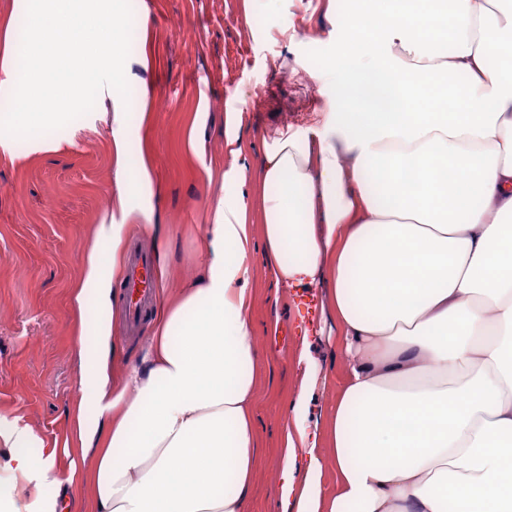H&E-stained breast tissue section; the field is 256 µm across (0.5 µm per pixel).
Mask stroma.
Segmentation results:
<instances>
[{
  "instance_id": "obj_1",
  "label": "stroma",
  "mask_w": 512,
  "mask_h": 512,
  "mask_svg": "<svg viewBox=\"0 0 512 512\" xmlns=\"http://www.w3.org/2000/svg\"><path fill=\"white\" fill-rule=\"evenodd\" d=\"M134 27L128 83L137 99L129 110L128 165H146L150 183L130 198L131 213L112 204L111 99L98 111L55 131L57 151L17 139L0 155V420L30 428L57 450L55 483L41 489L16 481L13 499L24 507L34 495L54 502L66 494L81 512L87 494L69 481L61 450L70 417L83 395L78 364V315L71 304L81 259L101 224L123 227V254L161 257L158 299L177 294L203 261L201 242L210 222L208 198L230 164L224 152V115L245 112L242 157L257 168L264 140L278 129L322 124L328 92L311 79L309 66L336 47L328 0H131ZM286 61L284 70L270 62ZM154 223L146 230L144 221ZM249 259L255 271L252 333L264 380L254 402L261 441L260 465L248 512H281L282 426L301 389L303 370L294 355L308 345L328 374L308 394V422L327 421L336 403V378L345 360L338 324L322 289L294 296L276 287L264 265L262 212L251 207ZM89 316L110 326L119 360L140 353L142 337L129 336L122 305ZM309 325L307 334L283 336L285 325Z\"/></svg>"
}]
</instances>
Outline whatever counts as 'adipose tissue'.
<instances>
[{"label": "adipose tissue", "mask_w": 512, "mask_h": 512, "mask_svg": "<svg viewBox=\"0 0 512 512\" xmlns=\"http://www.w3.org/2000/svg\"><path fill=\"white\" fill-rule=\"evenodd\" d=\"M512 0H351L316 128L280 130L256 174L224 173L205 258L161 310L142 355L113 365L107 328L82 325L78 405L87 512H246L260 384L247 205L262 188L264 263L278 287L327 289L348 356L324 432L292 401L281 499L294 512H512ZM114 202L129 131L112 115ZM122 227L99 225L73 304H111ZM94 410L97 425L87 421ZM0 427L35 485L54 456ZM336 491L322 484L325 464Z\"/></svg>", "instance_id": "obj_1"}]
</instances>
